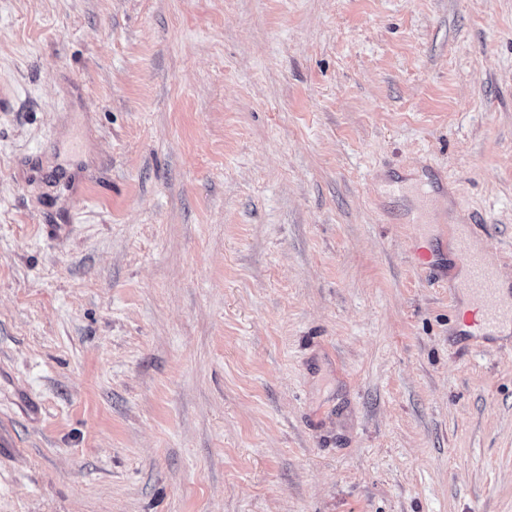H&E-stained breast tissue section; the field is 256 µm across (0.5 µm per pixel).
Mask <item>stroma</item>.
Wrapping results in <instances>:
<instances>
[{"label":"stroma","instance_id":"35a3bbf8","mask_svg":"<svg viewBox=\"0 0 512 512\" xmlns=\"http://www.w3.org/2000/svg\"><path fill=\"white\" fill-rule=\"evenodd\" d=\"M512 0H0V512H512ZM453 250L457 265L466 272L460 285L462 288L470 289L482 300V305L474 310L473 317L468 322V326L472 329L471 336L476 340L472 344L479 349L482 345L477 340L484 339L485 336H493L489 330L500 322L501 314L496 304V294L499 289L501 296L509 301L507 287H503L507 282L499 277L501 286L499 288L496 279L489 274L485 262L464 242L453 241ZM510 328L512 330V324L508 318L499 324L498 330L506 335Z\"/></svg>","mask_w":512,"mask_h":512}]
</instances>
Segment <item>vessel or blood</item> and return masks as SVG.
Wrapping results in <instances>:
<instances>
[{
	"mask_svg": "<svg viewBox=\"0 0 512 512\" xmlns=\"http://www.w3.org/2000/svg\"><path fill=\"white\" fill-rule=\"evenodd\" d=\"M453 250L457 265L466 273L462 281L463 287L470 289L482 300L481 306L474 310L469 322L471 334L478 340L488 336L490 329L500 322L501 314L496 304L499 286L496 279L489 274L485 262L467 244L454 242Z\"/></svg>",
	"mask_w": 512,
	"mask_h": 512,
	"instance_id": "b4317fda",
	"label": "vessel or blood"
}]
</instances>
